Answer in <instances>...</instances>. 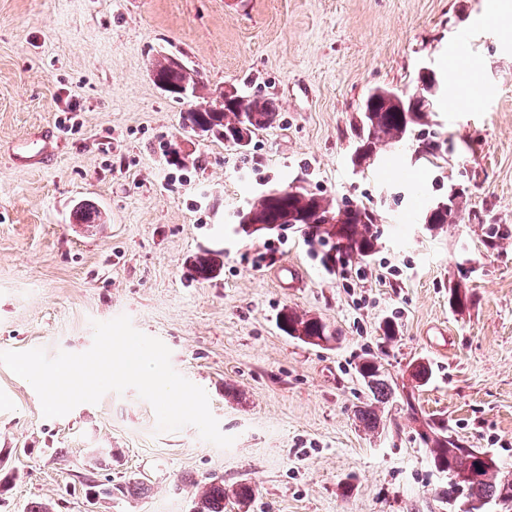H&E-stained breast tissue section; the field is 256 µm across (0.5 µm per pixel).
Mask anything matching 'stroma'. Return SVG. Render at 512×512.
Wrapping results in <instances>:
<instances>
[{"label":"stroma","instance_id":"stroma-1","mask_svg":"<svg viewBox=\"0 0 512 512\" xmlns=\"http://www.w3.org/2000/svg\"><path fill=\"white\" fill-rule=\"evenodd\" d=\"M181 57L211 92L273 99L280 119L247 151L182 128L186 101L151 77ZM442 82L411 146L384 145L354 171V128L373 89ZM52 166L15 164L9 145L46 126ZM444 143L428 163L420 139ZM180 149L185 167L171 164ZM464 193L449 224L425 209ZM297 186L376 216L377 248L328 272L298 229L236 232V211ZM99 216L81 228L80 205ZM216 254L214 279L186 261ZM294 262L298 288L275 269ZM363 278H356L355 270ZM473 295L449 303V287ZM319 317L337 339L315 346L277 325L280 309ZM127 315L160 339L173 368L206 390L221 448L195 427L157 429L135 390L44 417L24 379L0 365V449L20 477L0 512L34 499L56 512H190V480H247L248 512H448L418 418L442 417L512 473V10L503 0H0V351L82 353L92 324ZM393 320L397 338L384 342ZM445 325L446 336L430 334ZM377 355L403 385L433 368L410 403L354 417L371 399L356 365ZM415 405L417 416L407 407ZM147 479L138 499L90 498L89 481Z\"/></svg>","mask_w":512,"mask_h":512}]
</instances>
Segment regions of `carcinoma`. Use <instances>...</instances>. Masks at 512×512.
Listing matches in <instances>:
<instances>
[{
  "label": "carcinoma",
  "instance_id": "cac0c4a2",
  "mask_svg": "<svg viewBox=\"0 0 512 512\" xmlns=\"http://www.w3.org/2000/svg\"><path fill=\"white\" fill-rule=\"evenodd\" d=\"M153 76L167 79L176 84H189L197 91L198 98H208L207 86L197 71L184 63L178 65L169 56H164L153 64ZM245 108L252 115L251 125L258 131L272 126L279 116V107L271 98L261 95H245L239 105L211 102L204 112H187L183 116V126L198 127L215 138H224L230 132L236 119V107ZM429 98L413 99L391 90H377L365 100L362 126L357 132V145L353 156L365 166L373 161L374 151L381 143L395 148L406 143L407 135L417 126L428 122ZM334 212L338 219L334 224L321 228L313 225L312 209ZM257 215L264 224L299 225L308 234L326 244L331 240H344L351 252L362 259L375 253L377 237L372 231L374 214L364 205L346 202L338 204L319 194L304 189H293L285 197L276 201L260 200ZM192 266L197 277L208 280L215 271L210 253L203 252L193 257ZM281 329L290 337L304 343L318 345L333 339L327 325L316 317L284 308L279 314ZM357 372L372 394L370 402L355 410V418L368 431L379 428L381 417L378 405L387 404L395 398L396 391L385 373L378 357L367 354L357 364ZM432 366L428 362H418L412 366L411 378L421 386L432 378ZM424 444H432L429 449L435 468L448 474V506L459 508L468 500L492 502L500 512H512V476L502 474L494 457L481 451L468 448L453 437L448 425L443 422L422 421ZM194 488L193 508L195 512H224V500L242 508L254 495L253 486L243 480L231 490L224 489V481L213 479L209 482L189 480ZM149 490L143 480H129L117 483L103 490V494H119L126 498H140Z\"/></svg>",
  "mask_w": 512,
  "mask_h": 512
}]
</instances>
